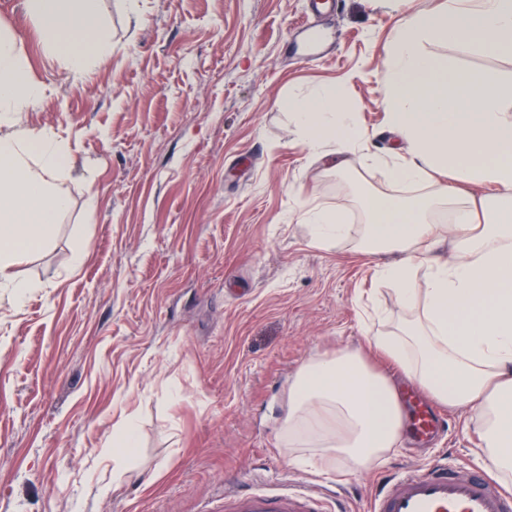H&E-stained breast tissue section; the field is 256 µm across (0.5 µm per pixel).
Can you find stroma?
<instances>
[{"mask_svg":"<svg viewBox=\"0 0 512 512\" xmlns=\"http://www.w3.org/2000/svg\"><path fill=\"white\" fill-rule=\"evenodd\" d=\"M447 0H100L110 56L72 73L39 40L22 0H0L28 77L46 89L22 130L69 149L70 197L47 243L16 267L23 302L0 290V512H218L224 490L288 480L344 488L369 512L379 479L441 460L483 469L471 412L448 410L429 440L356 476L280 438L288 384L308 359L367 351L409 319L376 276L382 254L316 246L304 208L365 216L363 192L390 175L349 155L344 172L310 158L289 99L338 90L368 151L392 150L385 60L396 27ZM428 55L512 83V54L427 40ZM83 246L81 265L72 262ZM139 425L136 472L109 496L106 438Z\"/></svg>","mask_w":512,"mask_h":512,"instance_id":"obj_1","label":"stroma"}]
</instances>
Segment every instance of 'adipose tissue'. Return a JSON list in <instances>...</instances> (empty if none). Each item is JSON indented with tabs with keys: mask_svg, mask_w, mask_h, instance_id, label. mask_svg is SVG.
Masks as SVG:
<instances>
[{
	"mask_svg": "<svg viewBox=\"0 0 512 512\" xmlns=\"http://www.w3.org/2000/svg\"><path fill=\"white\" fill-rule=\"evenodd\" d=\"M44 48L82 74L112 45L99 0H23ZM479 44L512 49V0H454L440 12H419L395 31L385 75L388 123L400 137L387 157L392 185L431 181L430 191L404 196L371 192L361 200L364 224H349L343 210L310 207L302 219L318 246L356 242L369 253H398L379 265V279L413 313L398 331L366 337L369 349L393 360L437 403L469 408L486 450L485 465L512 471V84L479 78L426 55L422 42ZM46 94L28 79L15 38L0 32V288L23 300L28 285L14 267L39 247L70 200L60 183L68 148L52 132L18 130L23 113ZM309 154L327 146L343 155L364 150L366 138L344 99L315 91L288 103ZM488 187L483 201L464 184ZM483 209L487 224L474 223ZM447 213L451 223H437ZM452 242L451 257L430 250ZM406 414L392 381L358 352L336 351L304 363L288 388L281 435L292 448L319 449L327 464L362 472L395 447ZM137 446V425L125 418L104 445L112 479L102 493L125 482Z\"/></svg>",
	"mask_w": 512,
	"mask_h": 512,
	"instance_id": "obj_1",
	"label": "adipose tissue"
}]
</instances>
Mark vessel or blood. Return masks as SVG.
<instances>
[{"instance_id":"1","label":"vessel or blood","mask_w":512,"mask_h":512,"mask_svg":"<svg viewBox=\"0 0 512 512\" xmlns=\"http://www.w3.org/2000/svg\"><path fill=\"white\" fill-rule=\"evenodd\" d=\"M341 502L315 488L224 493V512H338ZM371 512H512V493L488 473L460 477L439 464L385 476Z\"/></svg>"}]
</instances>
